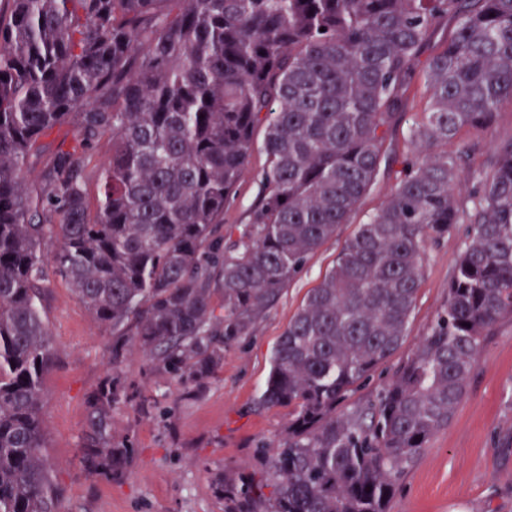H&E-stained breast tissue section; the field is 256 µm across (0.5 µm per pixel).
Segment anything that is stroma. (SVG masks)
<instances>
[{"label":"stroma","instance_id":"35a3bbf8","mask_svg":"<svg viewBox=\"0 0 512 512\" xmlns=\"http://www.w3.org/2000/svg\"><path fill=\"white\" fill-rule=\"evenodd\" d=\"M420 97H409L387 134L389 160L363 200L354 223L311 255L303 271L260 319L251 336L224 354V365L201 385L177 377L127 352L112 364V330L98 321L65 281L50 277L41 307L54 356L43 379L45 455L60 512H224L214 488L227 471L261 473L288 431L289 410L259 405L272 350L289 320L333 266L345 241L380 206L404 173L410 155L407 131L420 116ZM265 163L254 151L225 224L248 223ZM470 227L455 225L428 244L424 271L405 347L374 372L372 381L338 407L363 410L429 332L448 300L457 254ZM121 378V400L112 412V437L134 448L126 473L110 480L89 473L81 459L89 426L88 399L111 373ZM388 512H512V318L486 336L467 395L447 427L438 431L405 470Z\"/></svg>","mask_w":512,"mask_h":512}]
</instances>
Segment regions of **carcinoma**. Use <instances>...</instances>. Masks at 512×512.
Listing matches in <instances>:
<instances>
[{
    "label": "carcinoma",
    "mask_w": 512,
    "mask_h": 512,
    "mask_svg": "<svg viewBox=\"0 0 512 512\" xmlns=\"http://www.w3.org/2000/svg\"><path fill=\"white\" fill-rule=\"evenodd\" d=\"M448 13L412 160L282 333L259 403L291 409L288 434L260 478L215 480L224 512H387L466 397L484 336L512 315V135L492 142L469 198L455 193L512 102V0H0V512H57L42 242L58 241L53 274L112 328L113 364L131 344L185 383L212 376L351 223L409 64ZM61 123L75 144L28 185V157ZM259 129V199L223 228ZM456 224L471 230L445 308L366 412L336 413L404 345L426 243ZM120 390L115 376L89 399L82 461L108 478L133 453L110 433Z\"/></svg>",
    "instance_id": "obj_1"
}]
</instances>
